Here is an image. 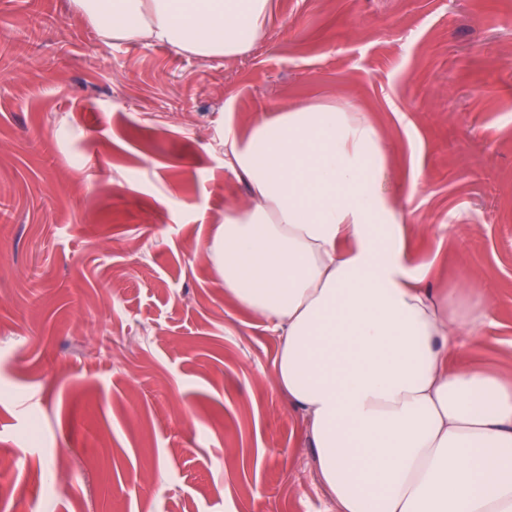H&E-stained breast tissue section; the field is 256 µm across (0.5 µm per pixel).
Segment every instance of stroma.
Listing matches in <instances>:
<instances>
[{"label": "stroma", "instance_id": "1", "mask_svg": "<svg viewBox=\"0 0 512 512\" xmlns=\"http://www.w3.org/2000/svg\"><path fill=\"white\" fill-rule=\"evenodd\" d=\"M346 98L383 135L428 287L490 289L457 362L512 380V0H273L231 58L103 38L68 0H0V461L13 512H336L281 338L210 245L224 164L283 106Z\"/></svg>", "mask_w": 512, "mask_h": 512}]
</instances>
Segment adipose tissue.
<instances>
[{
	"label": "adipose tissue",
	"mask_w": 512,
	"mask_h": 512,
	"mask_svg": "<svg viewBox=\"0 0 512 512\" xmlns=\"http://www.w3.org/2000/svg\"><path fill=\"white\" fill-rule=\"evenodd\" d=\"M107 39L205 58L261 42L271 0H71ZM250 185L211 250L224 293L282 336L274 388L304 415L336 512H512V381L450 368L494 322L483 288L411 267L386 147L355 102L280 109L224 131Z\"/></svg>",
	"instance_id": "obj_1"
}]
</instances>
